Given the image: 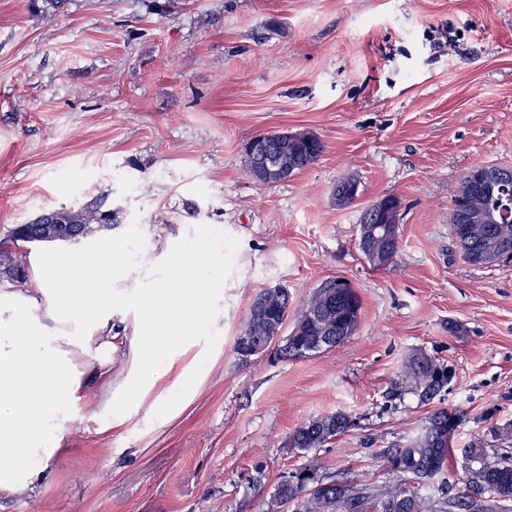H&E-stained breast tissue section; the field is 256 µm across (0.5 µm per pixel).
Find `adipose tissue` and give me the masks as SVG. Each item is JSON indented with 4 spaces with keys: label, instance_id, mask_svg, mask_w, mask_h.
<instances>
[{
    "label": "adipose tissue",
    "instance_id": "adipose-tissue-1",
    "mask_svg": "<svg viewBox=\"0 0 512 512\" xmlns=\"http://www.w3.org/2000/svg\"><path fill=\"white\" fill-rule=\"evenodd\" d=\"M119 253L108 233L82 251L50 244L29 258L25 287L0 290V498L33 492L62 453L72 416L56 396L84 392L102 376L114 308L133 311L144 362L113 407L133 404L165 377H173V389L196 379L194 366L177 361L223 286L209 240L146 260L142 272Z\"/></svg>",
    "mask_w": 512,
    "mask_h": 512
}]
</instances>
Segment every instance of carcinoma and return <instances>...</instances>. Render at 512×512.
Wrapping results in <instances>:
<instances>
[{"label":"carcinoma","mask_w":512,"mask_h":512,"mask_svg":"<svg viewBox=\"0 0 512 512\" xmlns=\"http://www.w3.org/2000/svg\"><path fill=\"white\" fill-rule=\"evenodd\" d=\"M268 141L280 153L291 159L295 170L312 165L324 150L317 136L309 142H296L288 135H269ZM488 169L495 172L497 185L502 192L512 196V166H476L469 170L473 178H463L450 194L452 232L455 244L464 261L476 266L486 265L485 258L503 256L512 261V223L472 224L470 216L495 207L497 197L489 185L474 178ZM81 232L79 240L112 230V210L90 201L77 209L62 208L42 214L30 224L18 225L13 238L29 244L70 242L67 235L72 230ZM375 248L393 258L399 249L398 225L387 226V232L374 240ZM0 283H21L25 280V263L8 251L0 253ZM274 305L260 315L250 312V318H259V324L246 327L243 335L250 342L237 339L236 349L243 356L265 352L266 344L280 335L288 320L290 296L288 288L275 289ZM332 302L349 307L359 314V298L348 282H343ZM309 314L301 313L283 344L277 349L283 360L300 359L312 352L321 351L319 342L332 339V346L341 344L348 330L331 323L333 329L322 328L319 319L324 300L311 294L306 303ZM452 369L429 355L414 354L402 362L397 381L394 382L390 398L405 392L415 394L420 402L428 403L444 391L451 380ZM461 422L458 411L448 408L435 410L428 417L422 433L405 445L384 448L378 459L384 468L408 476L412 488L398 486H360L363 495L351 496L352 488L346 482L331 480V485L312 490L310 481L319 477L320 464L310 460L280 481L268 502L267 512H278L283 504L295 505V512H512V423L489 430L490 438H476L463 449L465 461L471 463L468 479L462 486L448 481L437 487V494L423 495L418 485L444 474L452 454V442ZM350 428V417L343 412L317 415L298 427L289 437V447L307 452L321 448ZM498 458L488 463L487 451Z\"/></svg>","instance_id":"carcinoma-1"}]
</instances>
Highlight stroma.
Masks as SVG:
<instances>
[{
	"instance_id": "stroma-1",
	"label": "stroma",
	"mask_w": 512,
	"mask_h": 512,
	"mask_svg": "<svg viewBox=\"0 0 512 512\" xmlns=\"http://www.w3.org/2000/svg\"><path fill=\"white\" fill-rule=\"evenodd\" d=\"M273 131L324 151L267 186L244 148ZM479 165H512V0H0V249L36 252L14 227L103 195L128 266L202 236L224 265L193 391L104 410L139 363L114 337L111 387L60 395L65 453L0 512H266L311 417H351L312 454L372 486L401 484L378 453L434 410L461 414L458 450L512 422V262L469 265L451 236L448 190ZM346 176L360 192L340 207ZM388 195L400 248L375 267L359 220ZM330 279L361 303L341 345L237 353L261 290L286 286L293 318ZM414 350L453 370L428 404L388 396Z\"/></svg>"
}]
</instances>
